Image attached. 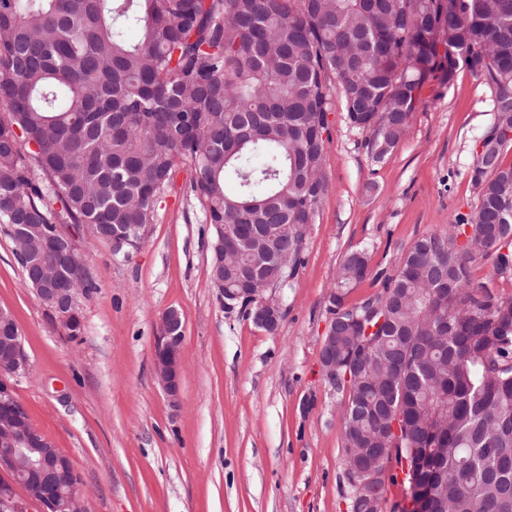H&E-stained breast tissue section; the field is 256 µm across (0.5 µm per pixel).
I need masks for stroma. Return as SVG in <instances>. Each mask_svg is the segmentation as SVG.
<instances>
[{
    "label": "stroma",
    "instance_id": "35a3bbf8",
    "mask_svg": "<svg viewBox=\"0 0 512 512\" xmlns=\"http://www.w3.org/2000/svg\"><path fill=\"white\" fill-rule=\"evenodd\" d=\"M327 120V189L301 267L274 292L284 317L272 333L225 309L213 288L214 229L187 165L159 194L138 248L114 251L76 227L98 290L73 338L27 286L0 224V308L11 311L29 363L14 394L68 457L91 512H347L345 396L319 366L338 264L367 253L369 275L344 296L357 305L382 293L417 238L448 233L475 211L470 174L495 121L493 91L463 69L451 86L424 85L405 137L380 163L340 95ZM171 310L184 325L175 405L154 368Z\"/></svg>",
    "mask_w": 512,
    "mask_h": 512
}]
</instances>
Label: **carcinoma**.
Listing matches in <instances>:
<instances>
[{
  "label": "carcinoma",
  "mask_w": 512,
  "mask_h": 512,
  "mask_svg": "<svg viewBox=\"0 0 512 512\" xmlns=\"http://www.w3.org/2000/svg\"><path fill=\"white\" fill-rule=\"evenodd\" d=\"M137 30V39L129 31ZM461 68L512 86V0H0V224L41 259L53 225L151 224L178 162L224 255V307L294 279L326 189L331 77L376 163L403 139L431 79ZM512 130V99L491 132ZM476 157V211L417 238L383 293L344 256L331 295L346 464L384 452L430 488L427 512H512V166ZM59 200L63 211L53 207ZM227 235L240 249L221 253ZM57 278L90 297L59 243ZM482 258L493 272L473 278Z\"/></svg>",
  "instance_id": "1"
}]
</instances>
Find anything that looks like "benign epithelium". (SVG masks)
<instances>
[{
  "label": "benign epithelium",
  "instance_id": "benign-epithelium-1",
  "mask_svg": "<svg viewBox=\"0 0 512 512\" xmlns=\"http://www.w3.org/2000/svg\"><path fill=\"white\" fill-rule=\"evenodd\" d=\"M34 292L48 314L62 327L75 330L82 325L81 302L83 297L60 288L53 280L40 275L38 270L28 268ZM256 303V323L277 330L281 308L272 296L263 293L253 295ZM165 314L159 336L156 337L155 370L171 404L180 396L181 352L184 330L169 329L171 315ZM10 312L0 309V333H5L4 346L0 347V416L12 424L11 433L0 437V512H29L27 505L33 504L39 512H89L84 493L77 491L62 498L58 488L56 464L65 455L32 425L25 407L14 397V382L28 370L21 334ZM335 330L325 336L320 351V365L324 379L332 383L336 377V350L332 339ZM389 470L377 460L350 474L352 496L365 500L371 487L387 479ZM22 491L23 497L16 496Z\"/></svg>",
  "mask_w": 512,
  "mask_h": 512
}]
</instances>
